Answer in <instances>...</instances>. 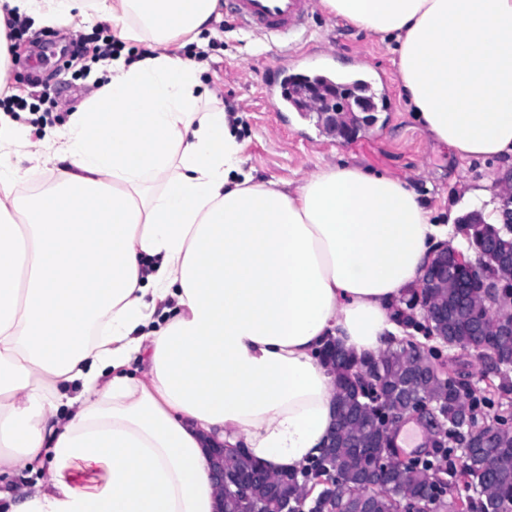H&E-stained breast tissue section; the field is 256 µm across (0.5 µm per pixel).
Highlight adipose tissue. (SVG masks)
I'll use <instances>...</instances> for the list:
<instances>
[{
    "label": "adipose tissue",
    "instance_id": "ef3b65f1",
    "mask_svg": "<svg viewBox=\"0 0 512 512\" xmlns=\"http://www.w3.org/2000/svg\"><path fill=\"white\" fill-rule=\"evenodd\" d=\"M32 28L107 23L157 54L100 59L99 88L39 141L0 109V474L49 476L0 512H213L207 448L274 473L320 455L336 415L318 352L389 348L394 310L448 228L406 181L339 163L292 188L243 168L234 117L195 60L222 0H6ZM395 42L424 130L460 158H512V0H320ZM48 464L44 460L43 463L33 461L27 467L17 469L8 475L7 485L15 492H21L23 488L32 487L37 481L43 480L48 476Z\"/></svg>",
    "mask_w": 512,
    "mask_h": 512
}]
</instances>
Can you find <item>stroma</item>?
Listing matches in <instances>:
<instances>
[{
    "label": "stroma",
    "instance_id": "stroma-1",
    "mask_svg": "<svg viewBox=\"0 0 512 512\" xmlns=\"http://www.w3.org/2000/svg\"><path fill=\"white\" fill-rule=\"evenodd\" d=\"M216 29L205 47L190 44L181 53L203 59L202 80L219 91L225 106L235 109L245 167L256 179L282 186L341 161L408 182L433 221L444 224L471 184L512 168L504 159H459L428 137L398 88L397 53L378 37L322 9H315L308 20L309 45L333 49L341 65L363 63L371 69L368 83L376 120L345 138L326 131L315 113L272 110L260 77L277 62L279 48L239 30L226 16ZM43 40L60 46L66 42L58 27L17 28L11 39L12 64L0 92L61 125L95 89L88 80L94 58L71 53L37 58Z\"/></svg>",
    "mask_w": 512,
    "mask_h": 512
}]
</instances>
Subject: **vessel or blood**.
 Instances as JSON below:
<instances>
[{
    "instance_id": "obj_1",
    "label": "vessel or blood",
    "mask_w": 512,
    "mask_h": 512,
    "mask_svg": "<svg viewBox=\"0 0 512 512\" xmlns=\"http://www.w3.org/2000/svg\"><path fill=\"white\" fill-rule=\"evenodd\" d=\"M314 3L315 0H228L243 28L274 38L281 48L296 44Z\"/></svg>"
}]
</instances>
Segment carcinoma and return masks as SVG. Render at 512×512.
Returning a JSON list of instances; mask_svg holds the SVG:
<instances>
[{"mask_svg":"<svg viewBox=\"0 0 512 512\" xmlns=\"http://www.w3.org/2000/svg\"><path fill=\"white\" fill-rule=\"evenodd\" d=\"M456 234L463 237L468 248L478 253L486 240L500 243L512 253V241L505 238L499 224L480 221L470 224L460 221L454 225ZM416 302V293L402 300L404 308L396 311L398 322L408 330L396 346L381 354L378 366H368L363 358L346 357L341 346L327 347L322 352L326 365H331V351H336V415L365 414L361 425L336 423L343 446L327 453L308 470L309 483L320 487L315 499L336 506V512H357L362 499L369 501L370 512H398L405 500H427L437 508L455 512L456 504L440 499L441 486L432 482L434 474L429 463L399 462L390 467L386 483L372 486L363 482L367 468L346 444L356 440L377 441L389 416L406 412L411 401L426 398L438 410L439 430L450 441L462 437L467 423H475L486 408L489 398L476 394L471 387L444 378L412 377V368L404 356L405 348H418L414 333L430 338L439 333L442 344L458 345L468 339L475 328L487 323V311L472 306L461 288H448L439 297L441 306L448 309V323L434 328L407 315ZM460 473L465 486L473 491L466 497L470 512H501L512 504V426H503L497 446L486 448L478 433L470 434V447L463 453L460 470H448L449 476Z\"/></svg>","mask_w":512,"mask_h":512,"instance_id":"1","label":"carcinoma"}]
</instances>
